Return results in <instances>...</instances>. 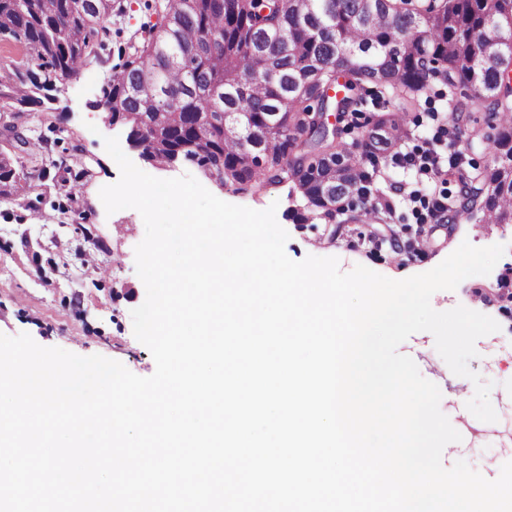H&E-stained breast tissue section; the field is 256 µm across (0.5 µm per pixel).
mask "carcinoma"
<instances>
[{
  "mask_svg": "<svg viewBox=\"0 0 512 512\" xmlns=\"http://www.w3.org/2000/svg\"><path fill=\"white\" fill-rule=\"evenodd\" d=\"M0 0V23L21 39L30 60L54 75L27 88L0 79V106L22 112L43 104L53 79L100 62L90 37L112 0ZM158 34L137 64L108 81L109 119L145 129L143 151L156 163L176 148L191 152L198 130L224 156L222 182L237 191L291 182L301 204L298 224L331 221L358 209L377 219L373 173L363 162L395 155L409 139L408 112L435 81L448 89L451 119L460 127L485 112L491 132L481 138L492 156L479 185L459 181L448 203L456 220L478 211L512 224V0H182L163 13ZM146 81L151 97L138 95ZM391 91L397 104L375 112L360 137L344 134L349 115L365 102L366 83ZM176 100L168 109V101ZM336 113V123L328 114ZM164 145L145 146L152 133ZM22 189L14 168L0 164V195Z\"/></svg>",
  "mask_w": 512,
  "mask_h": 512,
  "instance_id": "cac0c4a2",
  "label": "carcinoma"
}]
</instances>
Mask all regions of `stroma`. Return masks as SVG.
I'll list each match as a JSON object with an SVG mask.
<instances>
[{"label": "stroma", "instance_id": "35a3bbf8", "mask_svg": "<svg viewBox=\"0 0 512 512\" xmlns=\"http://www.w3.org/2000/svg\"><path fill=\"white\" fill-rule=\"evenodd\" d=\"M158 0H112V18L96 39L101 64L57 83L43 106L18 115L22 135L40 143L28 154L15 142L0 138V152L14 155L15 169L26 192L0 196V334L28 333L44 347H60L80 356L101 355L147 377L155 362L134 335L132 309L146 297L136 273L135 248L145 226L140 213L124 209L106 213L99 197L103 186L118 181L120 171L107 153L105 138H118L123 152L145 173L157 178L191 175L217 198L263 210L276 206L278 223L288 232L285 249L294 260L306 256L335 257L341 271L362 265L394 279L405 272L424 273L436 257L454 252L462 242L476 247L502 244L503 257L490 274L463 280L455 290L431 297L435 310L456 306L495 319L500 329L476 342L478 355L470 368L492 385L490 401L498 419H476L455 400L456 381L435 347L433 335L421 331L399 351L411 357L420 374L441 391L440 409L461 434L449 444L444 465L465 460L485 478L496 479L503 463L512 461V224H487L474 218L468 225L432 215L427 205L409 201L416 188L412 171L395 161L381 162L375 186L391 206L386 220L351 224H297L288 212L296 204L288 187L256 195L236 193L206 178L187 161L175 166L151 164L127 140L124 126H106L95 104L99 83L123 69L145 23L156 22ZM441 85L423 95L410 113L412 135L402 152L423 148L436 127L433 112H447Z\"/></svg>", "mask_w": 512, "mask_h": 512}]
</instances>
